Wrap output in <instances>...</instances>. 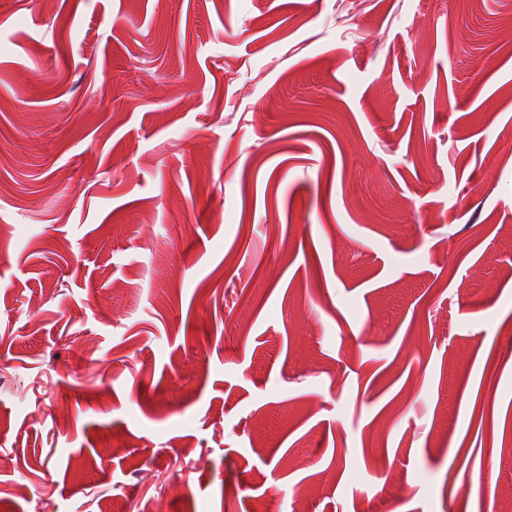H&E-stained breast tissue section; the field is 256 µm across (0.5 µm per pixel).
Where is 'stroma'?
<instances>
[{
  "mask_svg": "<svg viewBox=\"0 0 512 512\" xmlns=\"http://www.w3.org/2000/svg\"><path fill=\"white\" fill-rule=\"evenodd\" d=\"M488 456L512 0H0V512H489Z\"/></svg>",
  "mask_w": 512,
  "mask_h": 512,
  "instance_id": "1",
  "label": "stroma"
}]
</instances>
